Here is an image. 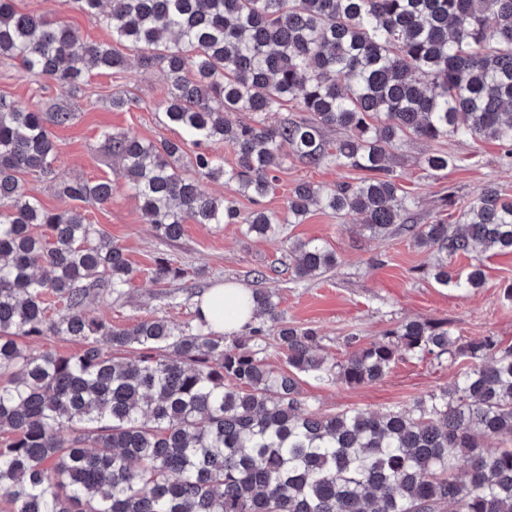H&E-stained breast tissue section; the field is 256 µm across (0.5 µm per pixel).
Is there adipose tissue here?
Here are the masks:
<instances>
[{
    "label": "adipose tissue",
    "mask_w": 512,
    "mask_h": 512,
    "mask_svg": "<svg viewBox=\"0 0 512 512\" xmlns=\"http://www.w3.org/2000/svg\"><path fill=\"white\" fill-rule=\"evenodd\" d=\"M200 312L215 333L241 334L253 320L251 292L233 282L212 288L200 303Z\"/></svg>",
    "instance_id": "adipose-tissue-1"
}]
</instances>
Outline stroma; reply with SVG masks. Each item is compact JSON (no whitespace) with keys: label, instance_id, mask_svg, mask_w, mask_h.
<instances>
[{"label":"stroma","instance_id":"1","mask_svg":"<svg viewBox=\"0 0 512 512\" xmlns=\"http://www.w3.org/2000/svg\"><path fill=\"white\" fill-rule=\"evenodd\" d=\"M14 5L19 12L63 22L85 40L103 43L111 39L106 29L66 0H14ZM87 80L86 94L76 104L74 123L52 130L58 148L56 166L59 171L89 180H111V199L104 205L87 207L86 218L124 248L137 270L126 295L92 294L90 309L94 315L116 327L153 317L183 326L194 319L199 293L224 282H236L252 290L272 291L284 319L316 328L322 351L338 362L352 350L349 336L375 341L396 323L410 319L445 320L455 335L495 336L512 345V299L506 296L507 288L512 287V254L484 259V287L464 292L435 282L430 269L436 256L431 250L400 235L369 237L358 230V215L341 218L316 207L303 223L287 225L282 236L271 240L244 238L234 224L193 223L185 224L176 241L156 238L130 191L118 179L119 163L108 152L101 133L129 131L148 141L179 138L180 129L163 124L157 112L169 82L163 73L135 65L117 76L95 70ZM126 92L138 98V107L113 110V96ZM0 94L44 101L62 97L63 91L50 79L34 80L17 64L0 63ZM440 148L448 152L452 162L438 172L426 167L424 159L431 147L425 141L408 139L396 152L395 170L413 198L410 213L417 223H462L465 206L489 183L512 197V158L506 157L498 143L451 138ZM363 177L360 170L332 165L310 168L289 156L283 160L274 192L257 203L240 195L233 198L244 213L258 207L282 212L289 191L298 182L331 186L339 181L356 183ZM450 195L455 205L443 206V198ZM312 238L323 240L335 251L338 264L318 278L293 281L288 246ZM160 257L184 269V277L167 284L153 282L149 271ZM259 271L264 272V280L256 279ZM456 371V365L444 357L409 358L396 361L373 385L304 379L301 398L308 409L322 414L405 409L417 398L447 387Z\"/></svg>","mask_w":512,"mask_h":512}]
</instances>
